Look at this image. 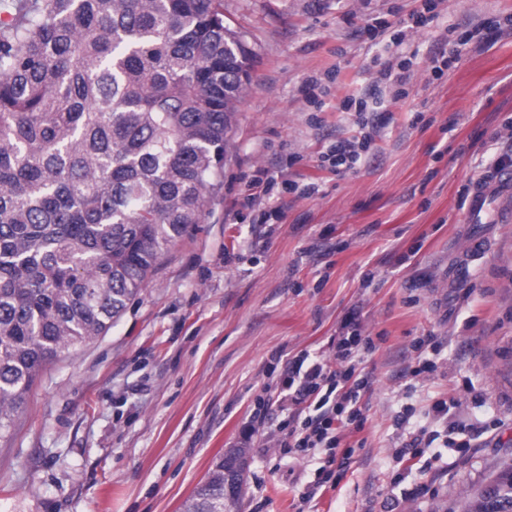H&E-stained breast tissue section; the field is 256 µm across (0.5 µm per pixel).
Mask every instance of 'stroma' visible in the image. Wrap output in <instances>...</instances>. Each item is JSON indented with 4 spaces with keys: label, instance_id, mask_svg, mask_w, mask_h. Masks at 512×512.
<instances>
[{
    "label": "stroma",
    "instance_id": "35a3bbf8",
    "mask_svg": "<svg viewBox=\"0 0 512 512\" xmlns=\"http://www.w3.org/2000/svg\"><path fill=\"white\" fill-rule=\"evenodd\" d=\"M417 7L224 0L253 55L224 182L120 318L37 376L0 432V512H182L240 447L239 512H461L465 491L512 462V187L479 166L512 143V35L473 45L438 79L425 64L443 28L510 21L512 0H439L421 31L405 25ZM398 50L416 55L414 76L360 168H320L356 133L344 97ZM264 168L288 178L244 207ZM310 182L319 191L303 196ZM475 185L488 190L478 222L460 204ZM354 309L375 348L350 455L278 444L287 358L331 356Z\"/></svg>",
    "mask_w": 512,
    "mask_h": 512
}]
</instances>
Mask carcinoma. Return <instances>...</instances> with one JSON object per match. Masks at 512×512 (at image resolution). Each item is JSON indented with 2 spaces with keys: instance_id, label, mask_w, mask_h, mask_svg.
<instances>
[{
  "instance_id": "carcinoma-1",
  "label": "carcinoma",
  "mask_w": 512,
  "mask_h": 512,
  "mask_svg": "<svg viewBox=\"0 0 512 512\" xmlns=\"http://www.w3.org/2000/svg\"><path fill=\"white\" fill-rule=\"evenodd\" d=\"M252 54L224 0H12L0 19V432L107 331L224 178ZM224 512V457L183 504ZM463 512H512V464Z\"/></svg>"
}]
</instances>
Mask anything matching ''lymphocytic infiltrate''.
I'll list each match as a JSON object with an SVG mask.
<instances>
[{"label":"lymphocytic infiltrate","mask_w":512,"mask_h":512,"mask_svg":"<svg viewBox=\"0 0 512 512\" xmlns=\"http://www.w3.org/2000/svg\"><path fill=\"white\" fill-rule=\"evenodd\" d=\"M413 61L396 55L384 65L373 81L370 99L355 100L359 136L337 143L319 158L321 165L336 170L354 169L371 141L372 116L384 104L386 90L410 82ZM372 340L360 330L359 312L351 310L343 324L332 358L311 357L302 352L288 361L286 385L288 408L300 414V421L288 424V445L300 450L338 448L342 433L364 420L361 399L369 381L360 368L362 350L371 349Z\"/></svg>","instance_id":"1"}]
</instances>
